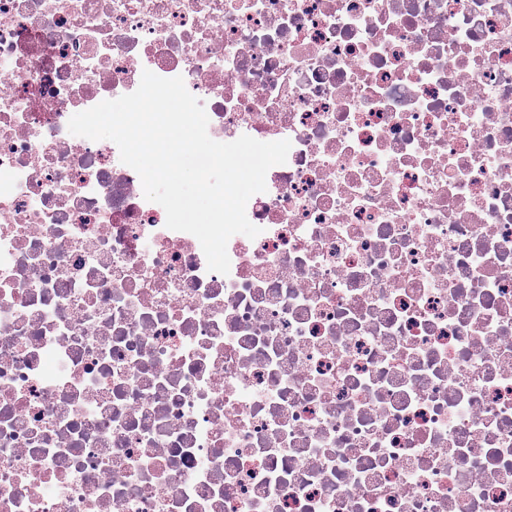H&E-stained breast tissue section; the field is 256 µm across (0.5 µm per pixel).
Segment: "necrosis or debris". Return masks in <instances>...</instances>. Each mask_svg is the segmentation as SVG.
<instances>
[{"label":"necrosis or debris","instance_id":"obj_1","mask_svg":"<svg viewBox=\"0 0 512 512\" xmlns=\"http://www.w3.org/2000/svg\"><path fill=\"white\" fill-rule=\"evenodd\" d=\"M146 69L291 143L228 274ZM0 512H512V0H0Z\"/></svg>","mask_w":512,"mask_h":512}]
</instances>
